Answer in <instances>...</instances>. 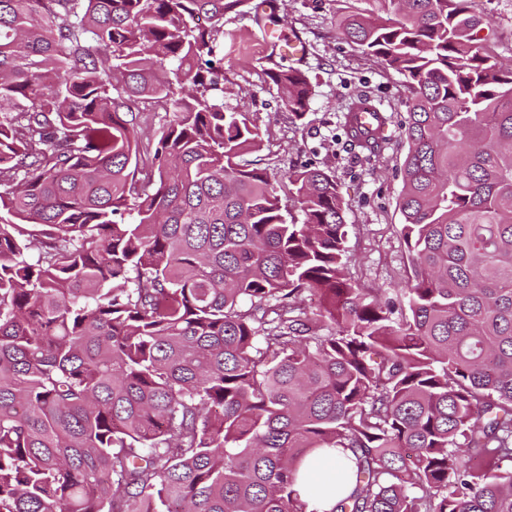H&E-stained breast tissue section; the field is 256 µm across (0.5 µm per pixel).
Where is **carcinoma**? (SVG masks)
Here are the masks:
<instances>
[{
    "label": "carcinoma",
    "instance_id": "1",
    "mask_svg": "<svg viewBox=\"0 0 512 512\" xmlns=\"http://www.w3.org/2000/svg\"><path fill=\"white\" fill-rule=\"evenodd\" d=\"M379 2L340 24L409 92L385 298L329 172L288 169L290 222L243 161L215 51L249 0H0V512H317L325 448L332 512H512V68L467 0ZM266 77L303 118L309 76ZM136 113L139 112V122L143 127H148L151 130H159L163 123H165V119H171L172 113H170L167 118H165V112L155 106L149 100H141L136 106Z\"/></svg>",
    "mask_w": 512,
    "mask_h": 512
}]
</instances>
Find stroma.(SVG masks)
<instances>
[{
    "label": "stroma",
    "instance_id": "obj_1",
    "mask_svg": "<svg viewBox=\"0 0 512 512\" xmlns=\"http://www.w3.org/2000/svg\"><path fill=\"white\" fill-rule=\"evenodd\" d=\"M483 18L479 32L494 56L512 64V0H469ZM380 12L379 0H279L275 28L299 37L302 56L276 49L270 37L245 15L226 14L220 54L224 58V106L247 114L262 138L257 154L280 195H287L283 174L307 164L328 170L347 205L348 252L344 262L365 288H400L409 255L401 238L399 209L407 145L399 122L408 96L403 75L379 59L365 56L337 26L349 12ZM295 67L310 77L315 95L303 119L288 112L266 70ZM366 93L395 119L381 155L366 159L342 135L351 98Z\"/></svg>",
    "mask_w": 512,
    "mask_h": 512
}]
</instances>
